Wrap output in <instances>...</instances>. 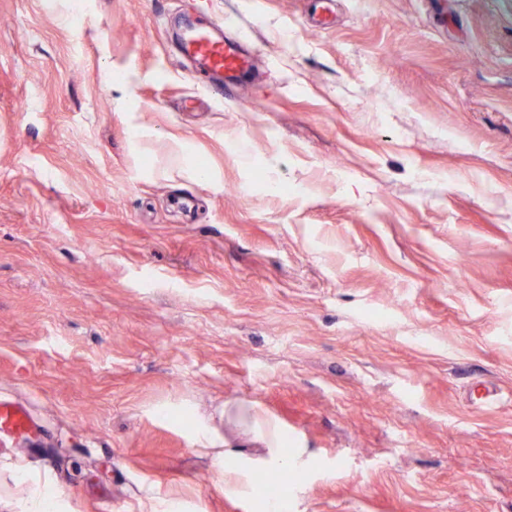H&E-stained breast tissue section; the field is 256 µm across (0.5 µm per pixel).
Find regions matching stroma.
Segmentation results:
<instances>
[{"mask_svg":"<svg viewBox=\"0 0 512 512\" xmlns=\"http://www.w3.org/2000/svg\"><path fill=\"white\" fill-rule=\"evenodd\" d=\"M197 7L230 96L180 0H0V512H265L228 403L288 512H512V0ZM179 54L194 66L220 81L224 74L230 76L242 71L247 60L231 43L224 41L221 23L189 25L178 38ZM254 433L253 440L260 444L263 453L256 458H247L239 454L238 450L224 443V452L218 456H224V488L231 492L241 489L239 473L241 469H266L278 470L282 468H300L304 464V448H297L288 456L283 454V437L278 428L273 425L263 426L256 419L251 425L244 423Z\"/></svg>","mask_w":512,"mask_h":512,"instance_id":"obj_1","label":"stroma"}]
</instances>
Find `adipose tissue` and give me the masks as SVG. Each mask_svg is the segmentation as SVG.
I'll return each mask as SVG.
<instances>
[{"label":"adipose tissue","mask_w":512,"mask_h":512,"mask_svg":"<svg viewBox=\"0 0 512 512\" xmlns=\"http://www.w3.org/2000/svg\"><path fill=\"white\" fill-rule=\"evenodd\" d=\"M251 430L255 442L260 444L263 453L256 458H247L239 454L237 449L225 448L223 452L225 490L231 492L240 490L239 473L244 469H295L302 467L304 464V449L299 448L291 454H283L284 440L277 427L266 426L256 421L252 423Z\"/></svg>","instance_id":"obj_1"}]
</instances>
